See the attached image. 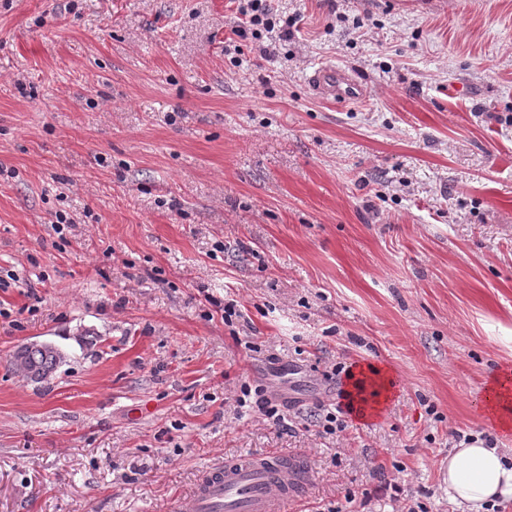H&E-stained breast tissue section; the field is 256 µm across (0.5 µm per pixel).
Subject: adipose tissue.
Returning <instances> with one entry per match:
<instances>
[{
    "instance_id": "1",
    "label": "adipose tissue",
    "mask_w": 512,
    "mask_h": 512,
    "mask_svg": "<svg viewBox=\"0 0 512 512\" xmlns=\"http://www.w3.org/2000/svg\"><path fill=\"white\" fill-rule=\"evenodd\" d=\"M485 410L498 429L512 430L511 377L495 376L489 380ZM448 495L468 512H478L495 498L512 497V458L478 438L462 444L448 457Z\"/></svg>"
}]
</instances>
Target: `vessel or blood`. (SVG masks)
I'll return each mask as SVG.
<instances>
[{"mask_svg":"<svg viewBox=\"0 0 512 512\" xmlns=\"http://www.w3.org/2000/svg\"><path fill=\"white\" fill-rule=\"evenodd\" d=\"M312 90L334 101H355L365 87L352 74L327 67L309 78ZM310 469L299 453H268L214 464L189 497L188 512H289L307 493Z\"/></svg>","mask_w":512,"mask_h":512,"instance_id":"b4317fda","label":"vessel or blood"}]
</instances>
